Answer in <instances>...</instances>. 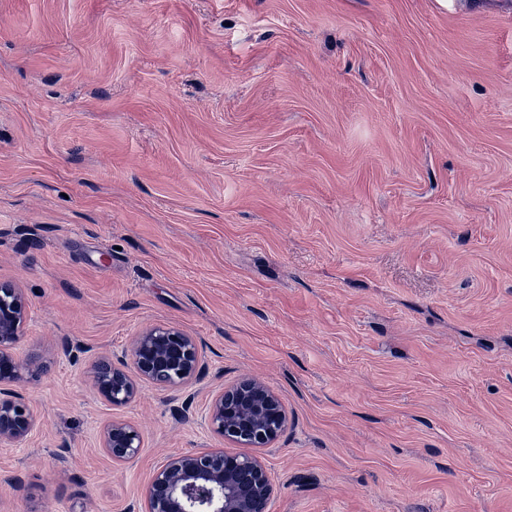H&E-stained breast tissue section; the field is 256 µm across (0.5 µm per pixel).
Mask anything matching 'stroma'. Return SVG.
Instances as JSON below:
<instances>
[{
    "mask_svg": "<svg viewBox=\"0 0 512 512\" xmlns=\"http://www.w3.org/2000/svg\"><path fill=\"white\" fill-rule=\"evenodd\" d=\"M0 282V512H144L248 376L268 512H512V0H0ZM153 324L199 376L103 401ZM28 317L24 292L10 284H0V445L17 444L31 431L35 418L29 404L17 394H4L8 386L18 383L27 364L15 356V347L24 335ZM4 395H7L4 397ZM207 423L238 447L268 448L284 432L288 414L264 380L244 377L212 396ZM141 445L139 431L126 421H112L103 430V446L117 462L134 460L139 455Z\"/></svg>",
    "mask_w": 512,
    "mask_h": 512,
    "instance_id": "obj_1",
    "label": "stroma"
}]
</instances>
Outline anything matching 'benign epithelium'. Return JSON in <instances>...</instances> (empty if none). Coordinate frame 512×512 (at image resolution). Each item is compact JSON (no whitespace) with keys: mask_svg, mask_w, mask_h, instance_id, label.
<instances>
[{"mask_svg":"<svg viewBox=\"0 0 512 512\" xmlns=\"http://www.w3.org/2000/svg\"><path fill=\"white\" fill-rule=\"evenodd\" d=\"M28 317L22 289L0 284V445L17 444L35 418L29 404L5 387L22 380L28 366L15 356ZM201 355L194 337L171 325H152L135 336L128 358L101 355L91 374L97 393L114 406H127L147 381L177 388L200 372ZM209 428L239 447L268 448L284 432L288 414L279 395L262 379L244 377L212 396ZM139 431L114 420L103 430V448L120 463L140 452ZM273 494L262 457L228 448L187 451L170 457L154 471L146 495V512H266Z\"/></svg>","mask_w":512,"mask_h":512,"instance_id":"obj_1","label":"benign epithelium"}]
</instances>
